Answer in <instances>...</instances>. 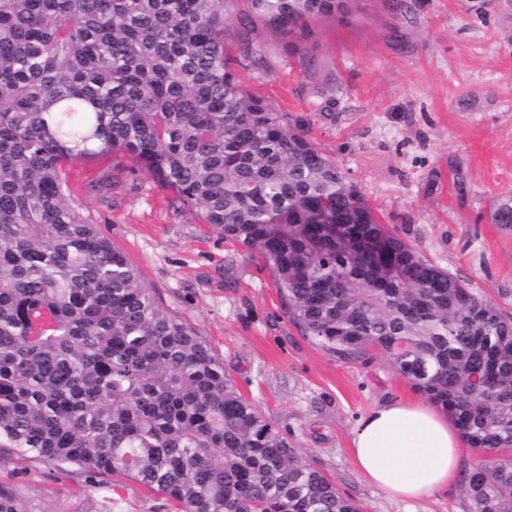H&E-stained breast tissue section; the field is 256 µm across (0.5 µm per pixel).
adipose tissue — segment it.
Here are the masks:
<instances>
[{"label": "adipose tissue", "mask_w": 512, "mask_h": 512, "mask_svg": "<svg viewBox=\"0 0 512 512\" xmlns=\"http://www.w3.org/2000/svg\"><path fill=\"white\" fill-rule=\"evenodd\" d=\"M467 443L440 407L395 399L356 422L350 442L356 468L386 497L416 501L447 492L460 478Z\"/></svg>", "instance_id": "ef3b65f1"}]
</instances>
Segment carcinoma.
Listing matches in <instances>:
<instances>
[{
	"label": "carcinoma",
	"mask_w": 512,
	"mask_h": 512,
	"mask_svg": "<svg viewBox=\"0 0 512 512\" xmlns=\"http://www.w3.org/2000/svg\"><path fill=\"white\" fill-rule=\"evenodd\" d=\"M250 5L284 35L332 14ZM229 21L226 0H0V449L135 481L178 512H362L74 198L72 165L116 157L259 257L315 344L379 355L444 406L494 455L465 477L470 512H512V318L243 87Z\"/></svg>",
	"instance_id": "obj_1"
}]
</instances>
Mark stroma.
Segmentation results:
<instances>
[{
	"mask_svg": "<svg viewBox=\"0 0 512 512\" xmlns=\"http://www.w3.org/2000/svg\"><path fill=\"white\" fill-rule=\"evenodd\" d=\"M224 43L245 89L289 113L356 183L382 221L512 314V0H354L286 36L230 0ZM463 174L464 188L455 185ZM172 193L123 173L83 193L100 231L141 270L157 301L203 336L241 393L364 512H469L463 485L408 505L356 470V420L417 392L382 358L338 359L291 323L268 268L212 226L174 214ZM0 487L21 512H175L164 494L0 453Z\"/></svg>",
	"mask_w": 512,
	"mask_h": 512,
	"instance_id": "obj_1",
	"label": "stroma"
}]
</instances>
